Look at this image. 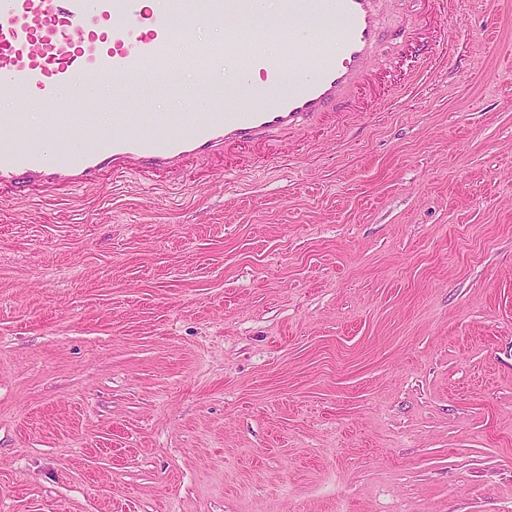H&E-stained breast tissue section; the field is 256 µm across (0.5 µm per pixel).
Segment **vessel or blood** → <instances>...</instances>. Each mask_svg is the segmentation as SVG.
I'll list each match as a JSON object with an SVG mask.
<instances>
[{
  "mask_svg": "<svg viewBox=\"0 0 512 512\" xmlns=\"http://www.w3.org/2000/svg\"><path fill=\"white\" fill-rule=\"evenodd\" d=\"M385 0H279L278 21L288 22V49L269 55L262 38L249 35L234 19L250 0H205L199 20L224 31L223 41L195 48L208 64L207 96L189 107L191 133L169 112L153 113L139 125L129 112L102 122L92 112H62L60 103L80 97L86 79L111 80L112 98L121 101L156 87L125 83L126 75L147 71L156 61L177 66L171 52L177 23L146 0H0V89L18 94L44 112L42 128L25 113H0V186L40 183L96 185L100 172L113 179L149 172H180L220 154L229 145H248L300 131L329 111L347 107L377 56L384 38L405 35L404 26L382 23ZM250 50L243 78L264 85L284 83L287 73L302 81L266 105L224 101V52ZM107 139L109 151H93ZM60 153L78 155L72 166L57 163Z\"/></svg>",
  "mask_w": 512,
  "mask_h": 512,
  "instance_id": "obj_1",
  "label": "vessel or blood"
}]
</instances>
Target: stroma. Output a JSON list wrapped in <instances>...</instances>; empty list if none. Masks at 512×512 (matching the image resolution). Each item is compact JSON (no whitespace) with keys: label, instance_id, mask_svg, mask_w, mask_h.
<instances>
[{"label":"stroma","instance_id":"35a3bbf8","mask_svg":"<svg viewBox=\"0 0 512 512\" xmlns=\"http://www.w3.org/2000/svg\"><path fill=\"white\" fill-rule=\"evenodd\" d=\"M352 112L0 205V512H512V0H394Z\"/></svg>","mask_w":512,"mask_h":512}]
</instances>
